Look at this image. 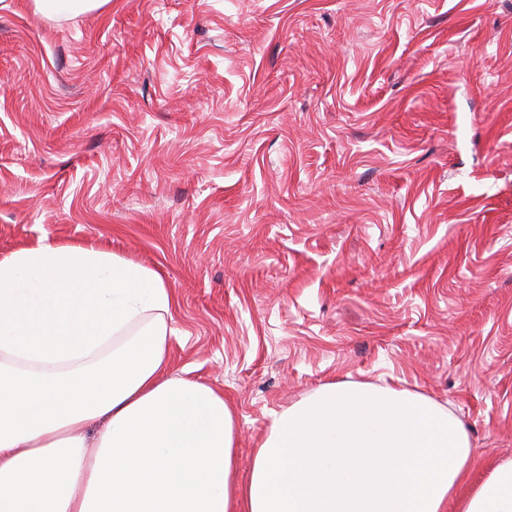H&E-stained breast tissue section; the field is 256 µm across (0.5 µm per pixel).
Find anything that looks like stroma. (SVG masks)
Returning a JSON list of instances; mask_svg holds the SVG:
<instances>
[{
	"mask_svg": "<svg viewBox=\"0 0 512 512\" xmlns=\"http://www.w3.org/2000/svg\"><path fill=\"white\" fill-rule=\"evenodd\" d=\"M43 241L169 283L239 478L333 382L512 458V0H0V258ZM107 0H34L36 10L46 18L60 19L86 13L103 6Z\"/></svg>",
	"mask_w": 512,
	"mask_h": 512,
	"instance_id": "35a3bbf8",
	"label": "stroma"
}]
</instances>
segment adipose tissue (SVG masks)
Wrapping results in <instances>:
<instances>
[{"mask_svg": "<svg viewBox=\"0 0 512 512\" xmlns=\"http://www.w3.org/2000/svg\"><path fill=\"white\" fill-rule=\"evenodd\" d=\"M174 291L112 250L0 259V512H512V458L475 457L420 393L332 383L276 416L247 479L234 413L169 373Z\"/></svg>", "mask_w": 512, "mask_h": 512, "instance_id": "1", "label": "adipose tissue"}]
</instances>
